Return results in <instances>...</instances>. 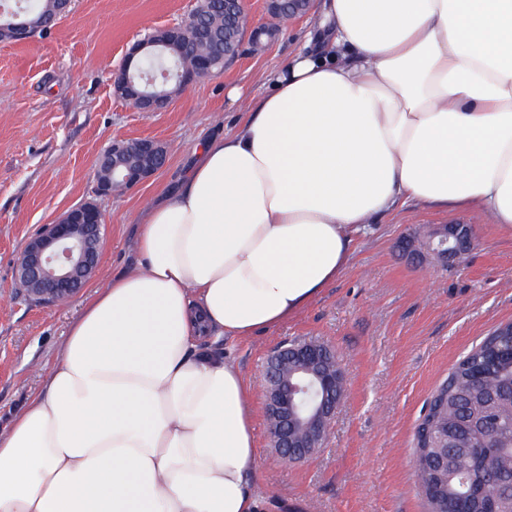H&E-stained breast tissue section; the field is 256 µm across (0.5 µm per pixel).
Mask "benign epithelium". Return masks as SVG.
Masks as SVG:
<instances>
[{
  "label": "benign epithelium",
  "instance_id": "7a95c632",
  "mask_svg": "<svg viewBox=\"0 0 512 512\" xmlns=\"http://www.w3.org/2000/svg\"><path fill=\"white\" fill-rule=\"evenodd\" d=\"M1 42H27L39 29L25 22L0 25ZM184 37L183 26L157 28L136 42L125 63L112 73L115 94L141 112H157L171 101L156 90L172 81L169 70L134 68V60L167 38ZM193 64L176 72L184 88L211 74L212 62L198 37L184 42ZM135 147L137 160L112 168V179L99 180L96 194L108 198L118 187L128 188L150 179L167 160V151L152 139L115 141L112 154ZM104 215L98 204L87 202L68 209L56 222L43 225L31 238L17 260L21 287L44 304L62 302L81 291L94 277L100 260ZM474 244L468 225L442 224L434 228L424 243L426 255L444 264L459 258ZM336 356L328 345L310 340L285 346L273 353L264 366L263 391L272 451L281 462L298 463L315 456L322 448L335 421L343 395L336 394V378L341 367H328ZM436 452L443 470L453 469L459 441L448 442V432L440 433Z\"/></svg>",
  "mask_w": 512,
  "mask_h": 512
}]
</instances>
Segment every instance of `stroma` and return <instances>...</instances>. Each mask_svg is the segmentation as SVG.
<instances>
[{
    "instance_id": "obj_1",
    "label": "stroma",
    "mask_w": 512,
    "mask_h": 512,
    "mask_svg": "<svg viewBox=\"0 0 512 512\" xmlns=\"http://www.w3.org/2000/svg\"><path fill=\"white\" fill-rule=\"evenodd\" d=\"M196 0H74L70 13L24 44L0 43V432L42 391L72 322L94 288L134 261L142 213L172 189L205 139L233 131L246 104L236 86L263 92V77L316 27L321 0L275 21L266 0H245L249 31L223 71L176 94L160 112L119 98L111 75L151 29L185 21ZM276 26L255 47L251 29ZM151 138L167 163L149 180L99 200L100 265L88 287L53 305L16 283V261L42 225L96 199L97 160L115 140ZM472 227L474 247L448 266L421 265L404 239L438 224ZM512 320V236L485 214L415 202L372 215L353 234L347 266L282 325L225 342V354L259 384L267 357L299 340L327 342L347 374L345 396L316 457L283 464L268 443L265 405L254 393L257 488L270 512H427L413 466L414 434L427 401L455 362Z\"/></svg>"
}]
</instances>
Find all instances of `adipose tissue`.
I'll list each match as a JSON object with an SVG mask.
<instances>
[{
	"instance_id": "obj_1",
	"label": "adipose tissue",
	"mask_w": 512,
	"mask_h": 512,
	"mask_svg": "<svg viewBox=\"0 0 512 512\" xmlns=\"http://www.w3.org/2000/svg\"><path fill=\"white\" fill-rule=\"evenodd\" d=\"M143 214L0 434V512H266L251 382L224 355L412 200L512 235V0H323L316 46Z\"/></svg>"
}]
</instances>
